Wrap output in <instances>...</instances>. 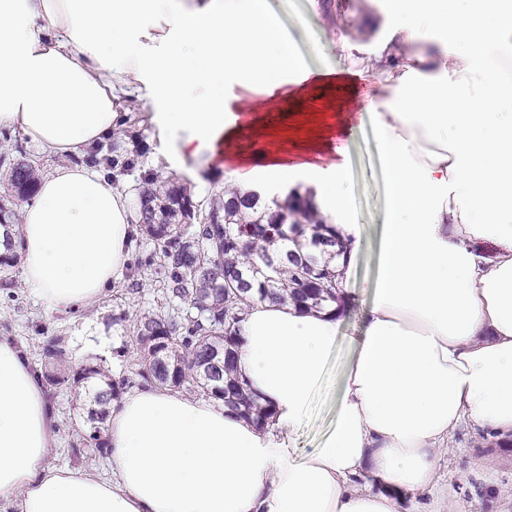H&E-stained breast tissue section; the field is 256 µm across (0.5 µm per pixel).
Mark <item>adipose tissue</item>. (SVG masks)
Instances as JSON below:
<instances>
[{
  "label": "adipose tissue",
  "mask_w": 512,
  "mask_h": 512,
  "mask_svg": "<svg viewBox=\"0 0 512 512\" xmlns=\"http://www.w3.org/2000/svg\"><path fill=\"white\" fill-rule=\"evenodd\" d=\"M330 41L301 55L269 0H0V127L56 165L0 254L44 312L95 306L128 270L133 196L78 158L117 130L120 97L144 93L173 167L212 161L236 133L225 88L276 98L333 73L335 49L364 81L384 183L377 276L318 448L292 434L318 391L341 321L254 300L238 370L270 408L259 428L214 399L149 385L112 401L110 477L49 465L56 415L24 347L0 334V500L16 512H399L437 496V448L470 423L512 446V0H391L362 51L340 6ZM335 164L228 169L224 185L267 196L303 187L343 247L339 289L361 250L344 146ZM372 478L380 491L357 488Z\"/></svg>",
  "instance_id": "obj_1"
}]
</instances>
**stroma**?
Segmentation results:
<instances>
[{
    "mask_svg": "<svg viewBox=\"0 0 512 512\" xmlns=\"http://www.w3.org/2000/svg\"><path fill=\"white\" fill-rule=\"evenodd\" d=\"M279 13L289 37L300 52H307L311 38L330 39L331 30L323 16L311 14L308 0H270ZM389 0H345L342 10L348 30L357 36L362 49H371L380 35L378 27ZM229 108L237 115V135L224 143L222 162L211 168H200L190 161L177 171H170L156 150L149 107L137 96L121 99L127 114L121 138L124 147L141 143L144 154L140 163L117 177L119 188L138 189L148 170L162 176L177 175L191 190L197 202H204L224 187V171L235 167H261L268 158L293 165L309 163L327 167L336 160L338 130L355 127L350 142L348 166L351 195L355 210L365 224V236L357 269L350 283L349 300L343 310L342 334L330 355L321 387L309 412L294 431L293 451L303 456L317 448L335 417V399L339 374L347 359L348 341L358 336L371 297L376 272L377 246L384 220V195L376 146L368 123L362 122L349 91L333 84L298 89L284 84L277 102L238 90L228 93ZM30 161L37 173L48 172L54 159L29 146L16 129L0 128V210L19 213L22 204L8 190L9 164ZM8 276L12 288H0V333H8L24 346L33 367H41L43 347L50 338L63 337L73 363L92 360L108 376L128 374L131 359L126 351L133 340L137 317L160 308L158 286L153 278L143 279L138 290L126 286L108 288L94 307L71 316L43 312L28 290L19 283L20 270L13 267ZM49 396L57 414V446L49 458L50 465L67 466L91 475L106 477L110 471L105 456L80 449L82 432L89 427L85 391L74 387H49ZM441 473L448 484V497L466 501L471 512H512V457L500 455L485 437L475 433L471 425L460 426L446 448L440 449ZM494 460L497 471L494 492H486L472 471L480 457Z\"/></svg>",
    "mask_w": 512,
    "mask_h": 512,
    "instance_id": "obj_1",
    "label": "stroma"
}]
</instances>
